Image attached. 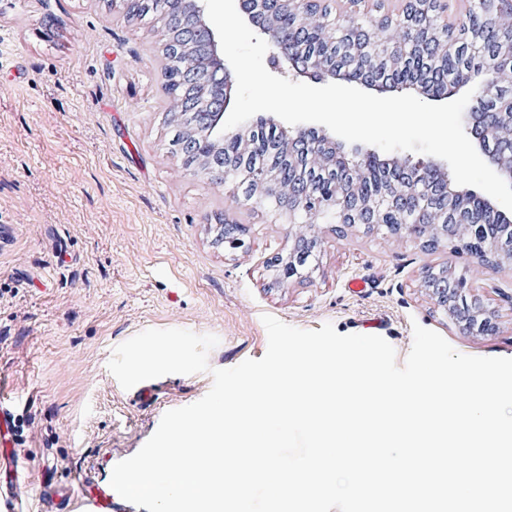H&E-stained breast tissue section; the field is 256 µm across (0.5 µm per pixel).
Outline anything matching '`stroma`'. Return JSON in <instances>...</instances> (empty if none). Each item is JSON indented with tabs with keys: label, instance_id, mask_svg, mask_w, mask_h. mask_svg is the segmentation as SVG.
<instances>
[{
	"label": "stroma",
	"instance_id": "35a3bbf8",
	"mask_svg": "<svg viewBox=\"0 0 512 512\" xmlns=\"http://www.w3.org/2000/svg\"><path fill=\"white\" fill-rule=\"evenodd\" d=\"M159 39L100 0H0V378L21 401L13 439L31 498L73 473L109 484L166 411L210 390L209 371L153 379L148 399L120 386L113 349L149 328L216 335L211 368L262 358L265 314L381 336L401 362L416 323L459 353L512 355L511 304L491 296L499 333L466 336L419 286L424 267L448 262L505 289L512 270L445 248L325 224L309 280L275 282L268 261L293 228L168 150ZM221 215L244 225L248 250L215 245Z\"/></svg>",
	"mask_w": 512,
	"mask_h": 512
}]
</instances>
